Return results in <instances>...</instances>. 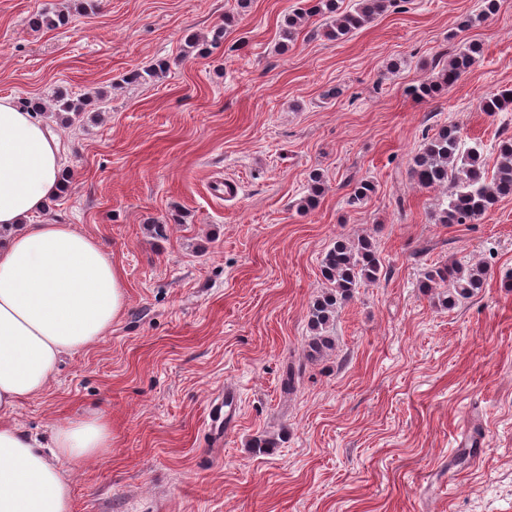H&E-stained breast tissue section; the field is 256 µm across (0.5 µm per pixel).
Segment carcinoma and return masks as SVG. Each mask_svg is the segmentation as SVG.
Wrapping results in <instances>:
<instances>
[{"label": "carcinoma", "mask_w": 512, "mask_h": 512, "mask_svg": "<svg viewBox=\"0 0 512 512\" xmlns=\"http://www.w3.org/2000/svg\"><path fill=\"white\" fill-rule=\"evenodd\" d=\"M394 0H357L344 9L339 0H316L308 9L288 20L285 35L293 37L294 29L307 15H327L325 36L337 41L370 22L384 12ZM64 11H45L36 15L32 26L57 27L64 24ZM482 56V50L468 45L452 54L438 71L435 79L415 86L411 92L418 98H433L446 90L474 67ZM480 108L487 113L504 112L512 108V91L506 90L481 100ZM56 115L72 122L80 115L77 106L66 96L54 99ZM499 162L496 171L488 174L483 163L484 145L480 141L467 142L459 127L443 126L432 134H424L418 153L410 167V177L421 188L448 189L439 203L437 221L440 224H469L491 210L502 198L512 195V136L500 140L497 145ZM323 192V180L319 174L311 178L309 194L298 203V208H311ZM373 187L359 182L348 198V205L363 204L372 194ZM384 268L375 243L367 236L355 240L338 239L322 259V276L326 289L310 307V330L307 356L316 360L332 348V337L327 328L335 321L342 305L350 301L356 290L374 284L381 279ZM488 269L482 263L463 264L454 262L433 266L424 273L421 288L429 292L438 304L452 309L475 296L486 284Z\"/></svg>", "instance_id": "cac0c4a2"}]
</instances>
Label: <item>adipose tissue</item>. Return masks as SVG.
Returning a JSON list of instances; mask_svg holds the SVG:
<instances>
[{
	"instance_id": "1",
	"label": "adipose tissue",
	"mask_w": 512,
	"mask_h": 512,
	"mask_svg": "<svg viewBox=\"0 0 512 512\" xmlns=\"http://www.w3.org/2000/svg\"><path fill=\"white\" fill-rule=\"evenodd\" d=\"M61 174L44 124L0 98V512H72L65 464L112 446L102 416L67 420L47 448L12 420L46 391L62 357L105 336L126 305L101 240L34 220L59 196Z\"/></svg>"
}]
</instances>
